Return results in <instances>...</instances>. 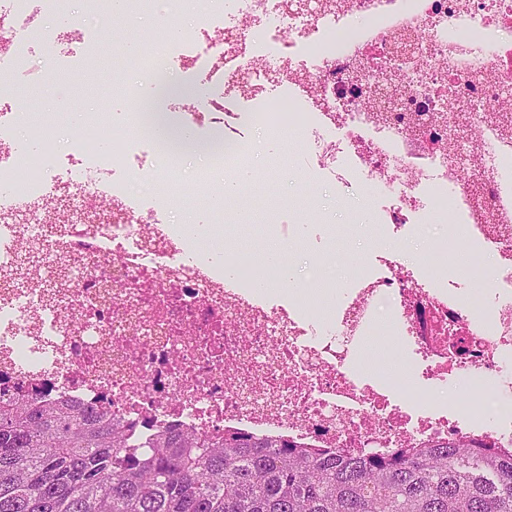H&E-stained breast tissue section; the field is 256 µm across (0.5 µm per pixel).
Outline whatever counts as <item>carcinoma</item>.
Returning a JSON list of instances; mask_svg holds the SVG:
<instances>
[{
  "mask_svg": "<svg viewBox=\"0 0 512 512\" xmlns=\"http://www.w3.org/2000/svg\"><path fill=\"white\" fill-rule=\"evenodd\" d=\"M0 512H512V454L465 437L388 457L161 426L0 387Z\"/></svg>",
  "mask_w": 512,
  "mask_h": 512,
  "instance_id": "obj_1",
  "label": "carcinoma"
}]
</instances>
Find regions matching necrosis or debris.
I'll use <instances>...</instances> for the list:
<instances>
[{
    "label": "necrosis or debris",
    "mask_w": 512,
    "mask_h": 512,
    "mask_svg": "<svg viewBox=\"0 0 512 512\" xmlns=\"http://www.w3.org/2000/svg\"><path fill=\"white\" fill-rule=\"evenodd\" d=\"M282 0H223L205 9L176 57L198 92L178 131L219 135L225 157L241 153V125L277 138L301 129L294 154L327 183L353 180L386 198L378 222L451 220L425 264L396 257L365 272L329 315L308 306L313 287L281 301V270H251L223 249L190 248L170 223L174 201L238 208L211 176L180 182L139 134L137 113L103 122L85 115L84 140L105 139L67 171L69 203H97L117 223L56 224L48 175L51 139L18 156L27 124L9 112L0 127V375L30 395L107 408L140 443L162 425L223 436H278L337 454L388 455L434 438L468 437L512 449V126L492 118L512 84V0H323L290 13ZM52 0H0V64L27 69L34 37L55 39L38 20ZM418 50L405 59L400 36ZM397 107L379 118L371 89ZM281 94L267 100L269 87ZM456 124L475 146L449 139ZM476 151L479 165L460 162ZM32 224L4 220L17 209ZM39 254L16 271L26 242ZM469 262L449 271L448 259ZM455 278V293L441 289ZM412 379L378 386L354 366L380 305ZM492 393V417L427 401L420 384Z\"/></svg>",
    "instance_id": "necrosis-or-debris-1"
}]
</instances>
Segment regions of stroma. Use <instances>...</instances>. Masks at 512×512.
<instances>
[{"label":"stroma","instance_id":"obj_1","mask_svg":"<svg viewBox=\"0 0 512 512\" xmlns=\"http://www.w3.org/2000/svg\"><path fill=\"white\" fill-rule=\"evenodd\" d=\"M200 8L199 0H184L179 20L160 32L153 10L131 22L113 12L108 0H101L97 17L90 19L84 14L82 0H54L46 24L58 29L56 40L32 43L28 72L0 75V107L18 104L30 115L29 125L17 133L19 141L28 146L39 144L43 117L54 113L61 118L54 129L56 148L66 156L76 151L75 135L84 113L135 111L136 99L112 92L114 78L123 73L122 68L114 67V56H123L132 64L152 41L179 42L193 32ZM81 26L105 32L96 54L84 61L99 73L93 86L85 84L80 69L62 66L79 51L72 32ZM245 139L246 159L232 164L221 166L196 154L178 160V170L186 180L208 170L222 183L250 171L248 188L267 200L266 205L249 211L246 224L231 212L220 215L202 206L176 203L171 220L184 229L195 247L208 249L218 243L228 248L253 246L264 254L289 238L295 246L288 254L287 286L319 279L328 286L348 289L366 269L378 267L382 257L393 254L409 265L423 263L433 242L448 232L447 225L428 223L390 234L377 225L379 206L361 188L355 186L339 195L335 186L297 166L279 183L265 181L262 172L284 149L260 129L246 130Z\"/></svg>","mask_w":512,"mask_h":512}]
</instances>
